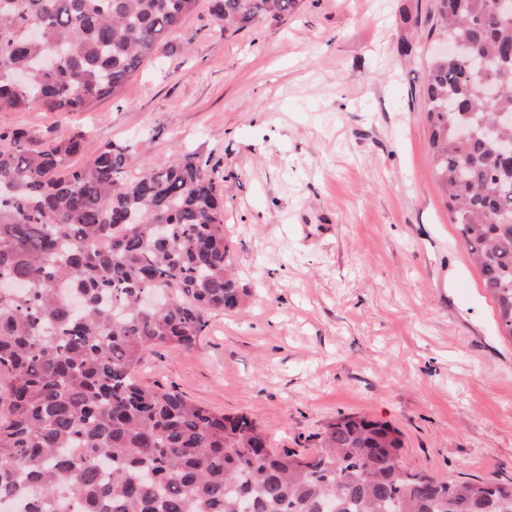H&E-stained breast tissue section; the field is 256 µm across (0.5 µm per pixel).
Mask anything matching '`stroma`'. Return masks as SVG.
<instances>
[{"mask_svg": "<svg viewBox=\"0 0 512 512\" xmlns=\"http://www.w3.org/2000/svg\"><path fill=\"white\" fill-rule=\"evenodd\" d=\"M437 0H299L220 33L208 10L118 98L0 112L45 140L132 147L130 173L207 161L241 304L197 346L146 352L139 377L310 453L340 415L398 428L404 470L512 478V338L498 330L432 165L425 120Z\"/></svg>", "mask_w": 512, "mask_h": 512, "instance_id": "1", "label": "stroma"}]
</instances>
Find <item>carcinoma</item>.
<instances>
[{
    "mask_svg": "<svg viewBox=\"0 0 512 512\" xmlns=\"http://www.w3.org/2000/svg\"><path fill=\"white\" fill-rule=\"evenodd\" d=\"M223 33L280 21L299 0H0V112H83L168 51L202 2ZM439 0L426 118L437 183L512 338V15ZM485 66L475 70L468 54ZM471 135L462 139L459 128ZM87 132L45 142L0 128V504L23 512H512V481L438 480L401 467L388 423L341 415L312 454L278 453L226 416L137 376L145 351L192 348L240 297L212 171L187 152L127 173L131 146L83 164Z\"/></svg>",
    "mask_w": 512,
    "mask_h": 512,
    "instance_id": "cac0c4a2",
    "label": "carcinoma"
}]
</instances>
